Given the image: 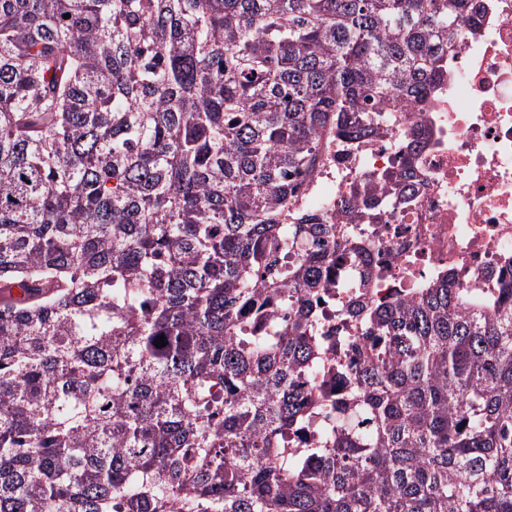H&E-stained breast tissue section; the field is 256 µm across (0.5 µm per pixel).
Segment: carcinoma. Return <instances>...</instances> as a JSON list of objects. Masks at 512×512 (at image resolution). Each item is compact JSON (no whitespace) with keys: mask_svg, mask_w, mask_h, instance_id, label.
Listing matches in <instances>:
<instances>
[{"mask_svg":"<svg viewBox=\"0 0 512 512\" xmlns=\"http://www.w3.org/2000/svg\"><path fill=\"white\" fill-rule=\"evenodd\" d=\"M468 11L0 0V512H512V287L360 304L336 429L288 453L325 407L305 296L370 266L401 173L343 224L298 194L324 137L425 107Z\"/></svg>","mask_w":512,"mask_h":512,"instance_id":"1","label":"carcinoma"}]
</instances>
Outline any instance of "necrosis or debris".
I'll list each match as a JSON object with an SVG mask.
<instances>
[{"mask_svg": "<svg viewBox=\"0 0 512 512\" xmlns=\"http://www.w3.org/2000/svg\"><path fill=\"white\" fill-rule=\"evenodd\" d=\"M472 2L478 11L462 24V49L425 111L404 110L401 133L345 142L344 159L313 178L300 200L337 224L336 205L354 183L402 171L404 201L357 230L387 270L367 291L375 300L409 297L444 278L478 299L512 285V0ZM413 132L419 140L405 161L399 144ZM351 276L338 265L330 286L307 298L331 331L354 321Z\"/></svg>", "mask_w": 512, "mask_h": 512, "instance_id": "4bbe7bcc", "label": "necrosis or debris"}]
</instances>
